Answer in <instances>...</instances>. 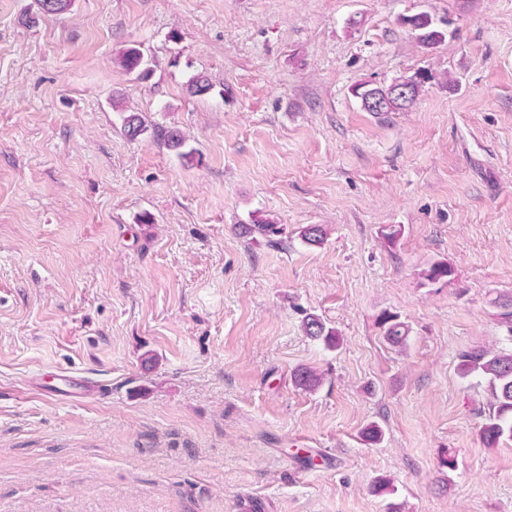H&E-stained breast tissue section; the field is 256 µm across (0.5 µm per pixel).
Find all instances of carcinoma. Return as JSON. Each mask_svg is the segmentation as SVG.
Segmentation results:
<instances>
[{"mask_svg": "<svg viewBox=\"0 0 512 512\" xmlns=\"http://www.w3.org/2000/svg\"><path fill=\"white\" fill-rule=\"evenodd\" d=\"M43 14L51 16L66 12L70 0H39ZM402 25L414 34L419 46L434 49L446 40V33L437 27L435 19L426 11L407 15L401 20ZM120 62L129 73L148 74L149 60L137 47L123 50ZM430 80L427 72H418L410 77L398 78L386 86L361 83L354 87L353 95L360 100L362 108L378 116L391 112L410 109L417 101L422 88ZM187 90L192 96H204L213 90L210 79L198 74L189 81ZM123 130L127 137L137 139L145 133H151L154 141L176 152L180 158L192 157V152L183 151L186 139L175 128L147 124L138 112H125L122 116ZM244 234L259 232L268 241L284 234V227L268 219L256 218L250 224L241 226ZM454 274L453 268L444 261L432 263L423 272L425 280L437 283ZM500 308L499 322L505 329V338L512 343V299L497 304ZM378 324L384 340L399 350L408 345L409 328L398 315L385 312ZM306 336L319 340L328 348H337L341 343L339 333L327 326L321 318L308 314L302 321ZM457 374L462 379L476 378L486 383L490 410L479 428V437L487 448H496L499 444L512 441V352L507 353L495 345L470 348L458 355ZM295 382L305 390L313 391L322 384L321 375L313 369H303L295 375Z\"/></svg>", "mask_w": 512, "mask_h": 512, "instance_id": "obj_1", "label": "carcinoma"}]
</instances>
